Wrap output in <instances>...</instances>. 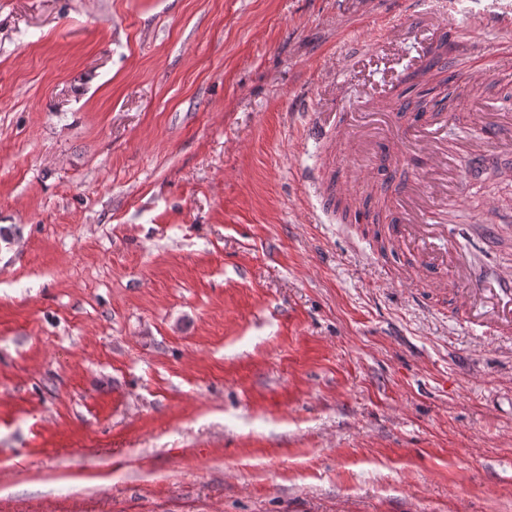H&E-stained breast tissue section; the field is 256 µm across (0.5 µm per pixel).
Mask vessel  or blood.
<instances>
[{
  "mask_svg": "<svg viewBox=\"0 0 512 512\" xmlns=\"http://www.w3.org/2000/svg\"><path fill=\"white\" fill-rule=\"evenodd\" d=\"M420 6L421 0H402V15L382 27L379 46H390L409 34ZM473 27L486 31L488 40L477 44L468 34L438 30L415 57L403 64H389L388 79L373 85L374 96L363 100V108L376 111V94L431 67L437 59L436 48L443 42L448 45L449 55L471 56L488 65L502 64V40L512 35V15L490 12L480 16ZM491 107L499 113V120L474 116L471 134L454 140L448 137V120L443 115L399 127V150L392 155L371 153L362 173L377 182L391 174L398 177L385 199L382 231L404 260L406 272L398 285L405 288L408 300L429 307L443 303L449 318L471 327L476 335L511 336L512 265L481 277L472 273L467 250L452 246L443 253L438 248L439 242L448 238V211L465 190L461 165L473 161L492 165L504 154L507 130L502 121L512 117V100L495 101ZM354 127V122L341 123L321 112L307 125L305 136L317 143L345 139Z\"/></svg>",
  "mask_w": 512,
  "mask_h": 512,
  "instance_id": "vessel-or-blood-1",
  "label": "vessel or blood"
}]
</instances>
